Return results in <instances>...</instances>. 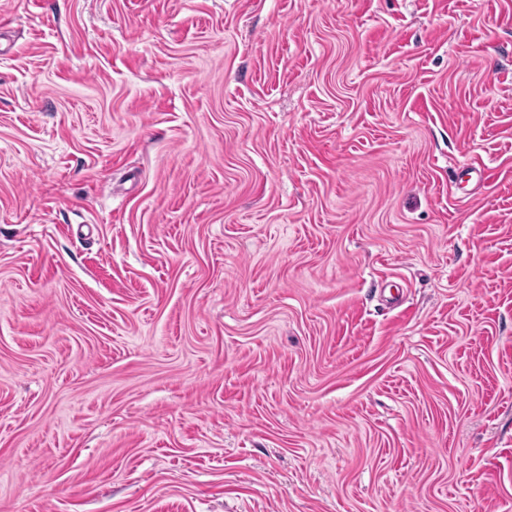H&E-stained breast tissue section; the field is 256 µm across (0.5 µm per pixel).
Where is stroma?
Wrapping results in <instances>:
<instances>
[{"mask_svg": "<svg viewBox=\"0 0 512 512\" xmlns=\"http://www.w3.org/2000/svg\"><path fill=\"white\" fill-rule=\"evenodd\" d=\"M0 512H512V0H0Z\"/></svg>", "mask_w": 512, "mask_h": 512, "instance_id": "obj_1", "label": "stroma"}]
</instances>
